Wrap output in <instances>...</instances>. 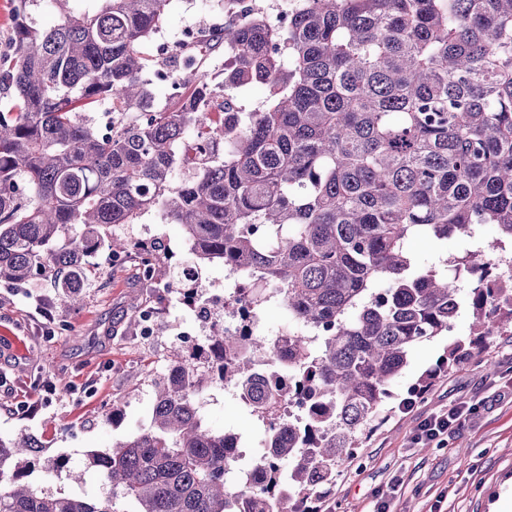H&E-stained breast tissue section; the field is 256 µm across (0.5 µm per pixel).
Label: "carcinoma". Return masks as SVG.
Returning <instances> with one entry per match:
<instances>
[{
	"label": "carcinoma",
	"mask_w": 512,
	"mask_h": 512,
	"mask_svg": "<svg viewBox=\"0 0 512 512\" xmlns=\"http://www.w3.org/2000/svg\"><path fill=\"white\" fill-rule=\"evenodd\" d=\"M13 47L0 52V283L54 282L83 299L94 259H143L188 301L221 262L259 271L254 301L283 295L303 330L288 351L260 337L215 335L173 354L154 380L149 426L92 451L96 499L23 482L31 434L0 437V512H320L307 501L386 418L413 347L448 335L463 289L422 267L415 239L512 241V0H304L288 25L268 0L209 39L234 57L212 84L194 70L178 101L149 112L144 45L171 0H11ZM56 12L39 27L36 14ZM23 181L28 201L16 195ZM157 209L192 249L105 237ZM78 225L82 231L69 233ZM484 333L512 328V288L470 289ZM446 346L438 369L474 355ZM246 394L266 426L257 483L224 481L227 445L196 402L204 383ZM298 420L279 415L282 400Z\"/></svg>",
	"instance_id": "carcinoma-1"
}]
</instances>
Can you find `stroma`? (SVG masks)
<instances>
[{"instance_id":"obj_1","label":"stroma","mask_w":512,"mask_h":512,"mask_svg":"<svg viewBox=\"0 0 512 512\" xmlns=\"http://www.w3.org/2000/svg\"><path fill=\"white\" fill-rule=\"evenodd\" d=\"M224 10V0L198 8L194 0H173L161 26L165 36L186 25H199ZM130 230L138 239H159L175 253L184 249L180 225L165 224L158 211L140 217ZM76 309L61 305L47 280L21 287L0 285V436L36 434L42 448L27 480L38 488L88 499L98 497L102 482L86 466L91 451H105L150 423L146 406L154 402L153 381L171 365L172 336L183 326V313L167 280L145 285L133 260L113 259L90 267ZM155 308L154 336L142 340L138 317ZM49 310L52 322L41 312ZM472 316L461 308L447 336L416 345L395 383L407 398L420 376L436 371L426 394L412 411H395L340 467L321 512H376V493L392 490L394 512H487L490 499L512 496V334L487 337L473 359L439 369L449 342L470 335ZM20 337L17 353L11 337ZM232 389L212 384L197 401L216 430L230 429L256 444L264 426L232 399ZM120 404L119 425L105 422ZM451 406L472 407L466 425L444 444L422 448L411 437L428 415Z\"/></svg>"}]
</instances>
